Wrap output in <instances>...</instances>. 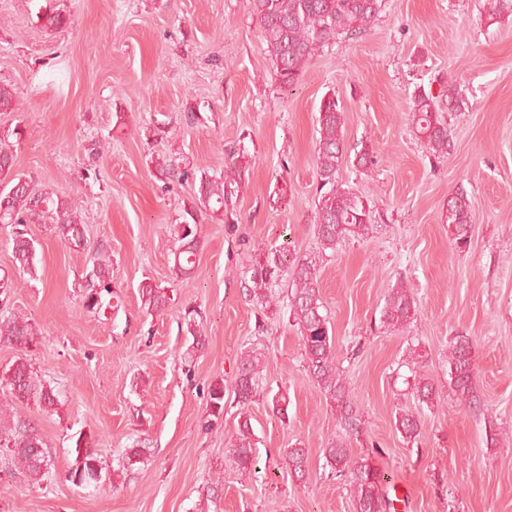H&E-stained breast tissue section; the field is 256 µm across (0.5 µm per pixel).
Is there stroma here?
<instances>
[{"mask_svg":"<svg viewBox=\"0 0 512 512\" xmlns=\"http://www.w3.org/2000/svg\"><path fill=\"white\" fill-rule=\"evenodd\" d=\"M54 12L70 24L48 27ZM0 84L17 103L0 112L15 173L78 206L85 227L77 248L28 225L35 273L22 276L12 228L0 224V276L12 282L0 320L29 318L37 333L25 350L0 339V369L27 356L59 400L49 412L18 404L52 465L31 485L5 473L0 457V512H356L324 458L340 429L288 320L290 286H273L274 308L244 287L255 251L270 246L317 262L337 360L364 422L347 445L357 455L381 449L395 512H512L511 18L486 20L481 0H381L361 38L316 54L288 87L247 0H0ZM451 86L465 104L445 113L451 149L437 159L415 132L412 101ZM331 94L346 148L373 149L366 170L345 162L339 171L368 200L371 229L333 250L313 224L316 118ZM164 123L173 129L165 137ZM239 150L251 158L239 221L203 218L196 274L174 281L171 228L194 184L162 179L151 159L217 176ZM458 190L474 209L463 251L444 222ZM100 249L111 258L112 299L92 313L80 285ZM145 280L168 288L163 312L148 309ZM401 280L417 315L393 330L380 311ZM188 307L203 315L198 345L185 334ZM460 334L475 347L478 412L448 385ZM250 347L266 355V388L289 404L284 420L265 401L250 407L258 460L244 477L225 450L239 418L231 382ZM416 376L436 386L434 406L414 399ZM216 383L220 418L208 405ZM403 410L419 415L416 443L396 429ZM78 434L104 465L86 489L67 478ZM297 442L309 450L302 479L284 459ZM131 448L145 449L143 463L120 469Z\"/></svg>","mask_w":512,"mask_h":512,"instance_id":"stroma-1","label":"stroma"}]
</instances>
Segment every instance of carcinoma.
I'll list each match as a JSON object with an SVG mask.
<instances>
[{"instance_id": "cac0c4a2", "label": "carcinoma", "mask_w": 512, "mask_h": 512, "mask_svg": "<svg viewBox=\"0 0 512 512\" xmlns=\"http://www.w3.org/2000/svg\"><path fill=\"white\" fill-rule=\"evenodd\" d=\"M379 0H249L250 14L257 19L262 38L275 66L276 80L283 85H294L302 76L308 61L320 50L340 37L359 38L369 29L378 15ZM482 10L491 21L512 18V0H483ZM462 100L457 89L433 96L425 92L414 96L412 121L416 132L428 149L440 156L451 147L448 125L442 113L460 108ZM316 141V173L320 181L319 197L314 212V224L321 244L334 249L341 241L361 238L368 234L370 207L364 198L342 187L338 173L344 160V114L336 98L321 101L318 109ZM248 155L232 153L224 162V174L213 177L179 166L168 156L154 159L155 169L170 180H196L197 190L192 203L183 209V221L177 224L175 237L178 246L173 252L172 275L176 280L192 276L197 263V227L202 216L221 218L226 224L237 219L236 202ZM13 155L0 146V204L4 212L1 224L13 226L12 257L15 269L23 274L35 270L36 248L27 237L26 225L50 224L55 231L76 247L84 242L85 228L78 209L66 200L36 188L33 181L12 174ZM445 222L456 247L463 249L471 241L473 209L468 195L456 191L448 200ZM110 264L96 262L87 279L83 304L89 311L103 307L105 297L112 295ZM288 278L290 296L289 316L298 327L307 372L317 384L330 406L334 407L342 435L358 437L364 429L360 409L352 389L347 385L339 367L334 342L329 331V320L323 313L318 268L310 258H288L279 247H270L257 253L245 271L247 291L256 302L270 304L268 290L282 278ZM142 295L149 306L162 311L167 306L164 289L142 286ZM417 312L413 293L402 283L393 286L381 310V322L391 328L409 322ZM202 313L196 309L185 312L184 323L189 335L202 337ZM34 328L25 317L14 316L0 322V338L17 346L28 348L34 341ZM265 354L254 349L245 353L233 378L235 401L241 409L240 421L229 457L239 471L251 472L256 455L255 435L250 406L258 398L265 399L281 418L288 417V398L282 393L270 394L263 385L262 364ZM474 345L469 337L457 335L448 354V384L466 397L473 407L480 406L475 383ZM0 391L18 403L32 399L46 411L55 409L59 401L54 389L38 383L36 372L25 357L0 370ZM412 394L421 405H434L436 390L425 379L414 382ZM212 416L224 415V385L214 384L209 389ZM396 429L408 443H414L420 434L418 415L401 411L396 416ZM0 451L17 467L31 484H39L48 472L50 452L39 431L21 416H12V422L0 426ZM75 459L68 478L77 487L95 486L101 479V465L91 444L77 438ZM383 453L374 448L364 455H355L341 438H333L324 448L326 465L344 478L351 489L357 512H391L393 500L384 487L388 486L385 471L373 464V456ZM286 457L291 472L304 477L307 472L308 449L296 443L287 449Z\"/></svg>"}]
</instances>
